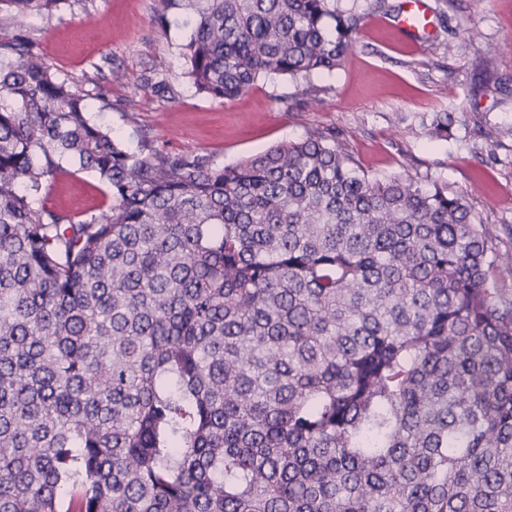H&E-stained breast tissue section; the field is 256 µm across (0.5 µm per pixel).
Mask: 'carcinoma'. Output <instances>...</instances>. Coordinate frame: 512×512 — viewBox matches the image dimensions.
Here are the masks:
<instances>
[{
    "label": "carcinoma",
    "mask_w": 512,
    "mask_h": 512,
    "mask_svg": "<svg viewBox=\"0 0 512 512\" xmlns=\"http://www.w3.org/2000/svg\"><path fill=\"white\" fill-rule=\"evenodd\" d=\"M68 0H0L20 31ZM214 100L347 55L336 0H157ZM0 512H512V273L465 197L333 129L132 149L0 41ZM90 170L111 204L47 207Z\"/></svg>",
    "instance_id": "obj_1"
}]
</instances>
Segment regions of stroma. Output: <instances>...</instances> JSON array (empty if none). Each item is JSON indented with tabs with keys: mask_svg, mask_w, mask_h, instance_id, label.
<instances>
[{
	"mask_svg": "<svg viewBox=\"0 0 512 512\" xmlns=\"http://www.w3.org/2000/svg\"><path fill=\"white\" fill-rule=\"evenodd\" d=\"M338 0L358 16L352 47L339 69L307 81L262 80L235 99L196 94L179 54L188 29L154 22L157 0H71L62 11L31 19L35 51L62 77L112 108L93 109L129 146L142 139L171 153L233 165L285 141L333 129L369 175L426 177L464 193L476 223L512 249V0H426L431 25L418 44L402 38L393 5ZM496 50L485 65L487 47ZM124 75L113 81L112 70ZM166 79L170 97L140 87ZM451 119L435 137V115ZM48 206L82 218L109 202L92 172L59 176Z\"/></svg>",
	"mask_w": 512,
	"mask_h": 512,
	"instance_id": "stroma-1",
	"label": "stroma"
}]
</instances>
